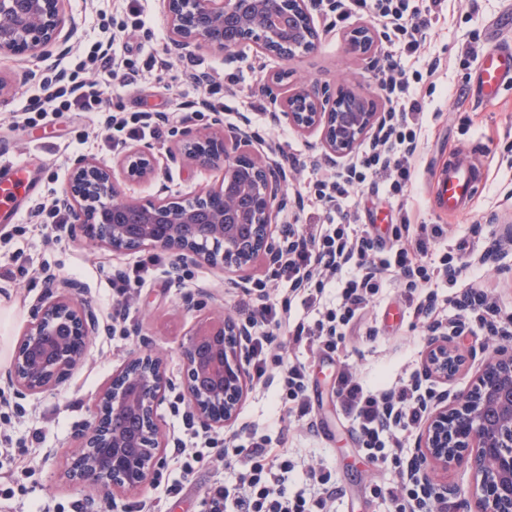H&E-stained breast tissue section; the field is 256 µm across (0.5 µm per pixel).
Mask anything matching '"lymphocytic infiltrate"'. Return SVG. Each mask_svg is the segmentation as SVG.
<instances>
[{
  "label": "lymphocytic infiltrate",
  "mask_w": 512,
  "mask_h": 512,
  "mask_svg": "<svg viewBox=\"0 0 512 512\" xmlns=\"http://www.w3.org/2000/svg\"><path fill=\"white\" fill-rule=\"evenodd\" d=\"M410 0H338L340 16L362 9L377 14L392 28L394 37L403 39L406 54H416L426 43V34L440 19L442 0H428L425 8H413ZM103 77L102 82L70 87L45 84L36 109L44 116L62 108L83 112H106L110 99L103 83L111 80L126 86L134 81L133 73H118L108 53L94 57ZM377 79L389 93L387 110L392 122L377 133L367 150L358 152L345 166L339 180L317 181L316 199L336 210L339 220L334 224L311 225L299 236L288 252L284 271L292 288L310 283L321 270L332 272L350 265L353 275L342 285L341 302L336 310L314 324L291 323L287 306L273 302L262 303L253 322L260 332L253 339L252 366L257 381L265 383L270 368H277L282 386L281 409L285 415L305 418L311 409L306 398L304 366L285 362L273 343L278 329H287L295 342L309 347L336 348L345 335L346 327L364 310L371 298L394 279L403 280L407 298L414 304L419 318H432L436 306L431 299L432 289L439 279L454 282L463 278L468 263L447 256L441 266L426 263L430 239L420 236L414 245L396 239L383 246L369 230L351 224L345 202L351 191L364 183L385 185L387 194L403 199L411 188L418 171L419 135L423 124V102L411 87L410 78L397 59H388L378 72ZM339 394L346 410L358 425L369 459L382 465L396 459L395 444L384 438L386 426L395 424L406 429L419 428L425 419L426 408L416 387L407 385L376 393L363 387L350 372L339 376ZM233 454L244 456V469L234 487L217 483L210 486L203 498L205 512H327L326 497L308 499L301 494H289L284 475L294 462L284 448L269 447L266 439L252 438L248 443L232 448Z\"/></svg>",
  "instance_id": "obj_1"
}]
</instances>
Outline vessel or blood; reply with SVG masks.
<instances>
[{
  "instance_id": "vessel-or-blood-1",
  "label": "vessel or blood",
  "mask_w": 512,
  "mask_h": 512,
  "mask_svg": "<svg viewBox=\"0 0 512 512\" xmlns=\"http://www.w3.org/2000/svg\"><path fill=\"white\" fill-rule=\"evenodd\" d=\"M512 83V47L497 43L486 49L480 59L476 89L484 97L498 95L504 85ZM23 165L10 149L0 150V209L11 210L20 190L26 186ZM484 172L479 164L465 156L449 159L446 167L435 172L429 195L440 212L459 215L471 204Z\"/></svg>"
}]
</instances>
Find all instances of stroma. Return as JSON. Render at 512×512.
<instances>
[{
	"instance_id": "35a3bbf8",
	"label": "stroma",
	"mask_w": 512,
	"mask_h": 512,
	"mask_svg": "<svg viewBox=\"0 0 512 512\" xmlns=\"http://www.w3.org/2000/svg\"><path fill=\"white\" fill-rule=\"evenodd\" d=\"M505 2L444 0L440 19L429 30L419 56L402 57L410 72L424 69L432 57L445 63L434 81L418 86L425 116L413 193L401 204L368 185L358 205L351 208L359 224L385 242L392 240L403 207L420 212L428 226H440V234L430 239L428 262L439 263L449 251L466 258L487 254L486 263L476 265L467 285L443 280L437 290L444 324H452L457 314L452 297L485 285L492 289L500 315L492 326L472 316L466 319L463 334L454 341L462 365L448 383L435 385L453 396L473 386L483 363L497 348L512 346V240L502 234L503 226L512 224V155L503 150L506 142H512V87L489 101L475 98L477 65L465 62L461 55L469 45L481 53L492 39L512 40V34L499 24ZM65 10L73 28L64 55L30 56L22 62L0 56V80L6 85L0 95V144L14 150L25 179L37 185L34 192L21 197L17 220L0 224V344L16 346L45 291L44 276L49 272L80 282L83 299L114 330L91 337L84 363L54 391L26 399L24 413L0 406V512H29L35 503L47 512H74L78 505L83 512H96L97 504L108 500L114 501L115 512H202L208 487L217 482L234 484L244 460L216 455L185 472L178 445L191 442L202 448L209 436L179 411L177 394H170L158 409L164 431L176 444L167 448L155 482L138 492L115 497L90 485L70 484L64 477L67 462L61 448L91 420L94 395L141 339H148L164 356L170 376L180 377L179 345L198 319L219 309L249 319L263 296L275 299L288 289V279L280 268L260 261L231 275L189 261L176 274L168 253L95 249L84 243L78 226H51L46 210L63 190L73 160L84 155L112 167L124 150L109 146V131L97 113L61 109L42 120L28 116L25 108L57 71L73 70L81 80H97L90 59L97 44H107L116 70L138 73L134 84L107 91L117 120L133 123L158 113L166 116L158 124L160 137L136 141L158 160V177L123 183L125 194L143 203L162 193L193 197L216 183L220 171L170 161L182 131L204 130L220 122L225 136L231 137L246 126L252 136L244 142V150L288 166L284 191L289 205L277 213L275 222L277 232L289 233L301 230L310 219L318 224L335 219V212L324 207L298 206L295 188L335 177L339 165L329 160L312 166L314 138L287 122H272L262 111L266 102L262 87L268 76L284 73L289 83L331 89L344 84L374 97L382 107L385 94L374 74L386 54L402 56L401 49L383 40L374 53L349 54L347 31L363 20L375 22L376 17L367 12L340 21L331 13L317 20L321 34L314 52L284 61L261 56L248 43L231 53L204 48L195 51L198 65L190 69L185 65L186 51L170 39L163 0H65ZM200 99L208 100V107H197ZM453 151L481 162L486 178L464 214L442 219L431 205L428 184ZM145 258L153 261L150 277L126 296H117L113 280ZM189 292L195 300L191 308L184 300ZM431 325V320L416 318L401 284L393 282L368 303L331 356L296 343L289 335H278L276 342L288 358L307 367L312 412L303 419L280 418L273 405V389L252 386L235 425V442L252 435L275 444L283 440L290 457L323 464L336 489L328 512H393L383 492L399 484L400 470L393 463L377 466L369 461L357 425L343 407L338 376L350 371L370 388L411 384L423 371Z\"/></svg>"
}]
</instances>
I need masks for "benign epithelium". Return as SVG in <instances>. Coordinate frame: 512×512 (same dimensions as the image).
Masks as SVG:
<instances>
[{"mask_svg":"<svg viewBox=\"0 0 512 512\" xmlns=\"http://www.w3.org/2000/svg\"><path fill=\"white\" fill-rule=\"evenodd\" d=\"M321 0H164L170 38L189 52L210 48L232 52L247 42L262 55L289 60L319 44L313 11ZM71 24L63 0H0V55L60 56L63 31ZM351 52L377 49L380 34L357 24L346 35ZM263 92L274 118H284L302 134L319 135L325 155H352L387 118L367 96L345 86L334 91L298 83L281 88L274 77ZM251 138L248 127L231 139L224 130L181 134L179 152L221 171V178L191 201L168 197L139 203L121 190L120 180L152 178L155 157L131 146L114 169L81 156L72 166L57 206L80 225L89 244L115 252L159 249L176 261L191 259L243 271L255 260L277 267L288 241L275 244L273 209L288 200L281 192L285 169L276 162L239 152ZM47 292L35 306L10 366L0 374L13 398L25 400L53 390L84 361L90 336L99 331L92 304L81 298V284L54 273L45 276ZM462 327L433 334L426 353L425 377L441 382L458 370L453 339ZM253 324L231 315L202 319L180 346L183 374H167L150 343L112 373L93 403V421L78 429L67 451V478L91 481L124 495L149 485L163 464L170 438L158 407L175 391L187 402L186 418L207 433L234 432L251 384L249 336ZM428 418L412 452L409 472L425 496L443 500L458 490L432 479L450 466L470 470L474 484L468 512H512V348H500L459 399L448 391L428 392Z\"/></svg>","mask_w":512,"mask_h":512,"instance_id":"benign-epithelium-1","label":"benign epithelium"}]
</instances>
